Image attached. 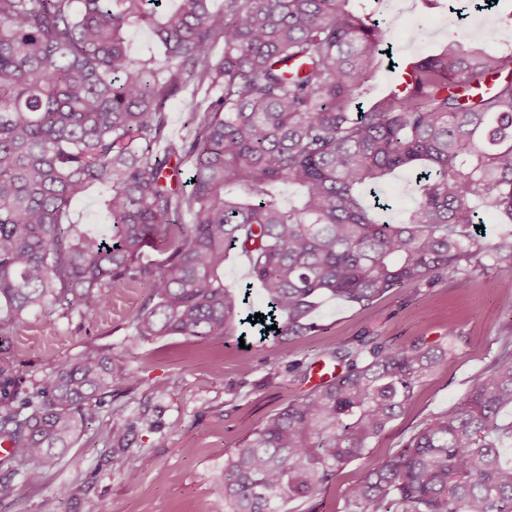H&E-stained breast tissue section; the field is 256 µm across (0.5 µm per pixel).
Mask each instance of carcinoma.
<instances>
[{"mask_svg": "<svg viewBox=\"0 0 512 512\" xmlns=\"http://www.w3.org/2000/svg\"><path fill=\"white\" fill-rule=\"evenodd\" d=\"M0 0V337L23 318L94 313L116 288L140 286L131 343L222 340L244 324L224 283L229 251L247 257L269 318L288 342L317 330L323 297L363 306L392 288L474 269L512 284V229L487 240L472 201L512 223V50L489 53L454 33L406 63L362 106L377 69L379 0ZM147 30L158 53L131 52ZM189 132L166 135L179 95ZM187 166L190 191L167 170ZM416 173V204L398 223L365 188ZM98 189L106 224L65 221ZM191 216L190 223L183 216ZM150 248L165 258L144 259ZM448 343L393 346L336 339L340 367L227 458V512H283L315 499L453 354ZM0 368V460L35 480L95 419L104 395L136 383L109 355L55 366L33 389ZM512 335L468 396L425 420L401 448L346 490L345 512H512ZM129 423L112 415V462L124 465Z\"/></svg>", "mask_w": 512, "mask_h": 512, "instance_id": "carcinoma-1", "label": "carcinoma"}]
</instances>
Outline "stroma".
I'll return each instance as SVG.
<instances>
[{
    "label": "stroma",
    "instance_id": "1",
    "mask_svg": "<svg viewBox=\"0 0 512 512\" xmlns=\"http://www.w3.org/2000/svg\"><path fill=\"white\" fill-rule=\"evenodd\" d=\"M510 10L512 0L479 15L472 14L469 0L435 9L423 0H400L399 9L384 12L391 51L382 55L367 96L398 79V62L430 54L457 24H465L476 41L486 24ZM147 296L137 286L119 288L95 313L31 315L0 338V363L22 370L32 385L87 351L111 354L140 378L137 387L113 390L73 447L54 465H39L36 482L15 478L12 494L0 498V512H40L44 500L58 498L73 484L83 493L62 503V512H224L218 477L227 455L311 387L292 377L290 364L320 360L339 338L376 336L406 346L417 339L436 343L456 330L455 356L416 388L402 415L374 442L370 459L348 464L314 502L316 512H344L345 491L364 479L370 460L393 454L422 421L462 402L495 357L501 336L512 333V286L481 271L472 273L466 289L446 281L396 287L365 307L325 299L313 314L318 331L294 338L284 349L250 327L217 341L173 336L130 344L128 316ZM158 381L165 382V392L153 391ZM116 409L131 427L122 469L111 453ZM131 467L139 471L134 482L126 476Z\"/></svg>",
    "mask_w": 512,
    "mask_h": 512
}]
</instances>
